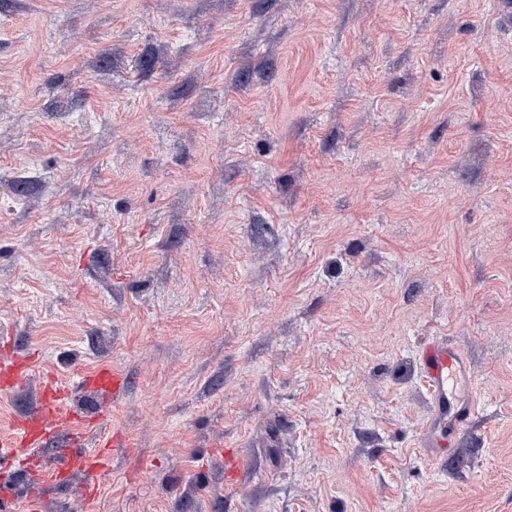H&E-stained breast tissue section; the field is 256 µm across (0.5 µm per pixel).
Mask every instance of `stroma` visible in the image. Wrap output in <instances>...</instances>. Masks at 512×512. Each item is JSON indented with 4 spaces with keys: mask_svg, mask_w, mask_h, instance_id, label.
<instances>
[{
    "mask_svg": "<svg viewBox=\"0 0 512 512\" xmlns=\"http://www.w3.org/2000/svg\"><path fill=\"white\" fill-rule=\"evenodd\" d=\"M0 333L129 379L42 512H512V0H0ZM418 365L433 412L420 447L434 461L446 463L455 457L461 435L475 413L473 399L461 401L458 397L467 365L460 352L442 339L422 345Z\"/></svg>",
    "mask_w": 512,
    "mask_h": 512,
    "instance_id": "1",
    "label": "stroma"
}]
</instances>
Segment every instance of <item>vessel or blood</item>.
Masks as SVG:
<instances>
[{
  "label": "vessel or blood",
  "instance_id": "b4317fda",
  "mask_svg": "<svg viewBox=\"0 0 512 512\" xmlns=\"http://www.w3.org/2000/svg\"><path fill=\"white\" fill-rule=\"evenodd\" d=\"M35 360V355L17 353L0 336V394L10 395L23 388ZM418 365L432 406V418L420 445L434 461L445 463L455 457L461 435L475 413L474 401L458 397L467 365L460 352L442 339L422 345ZM127 388L126 375L108 366L79 376L68 387L59 385L53 373H44L36 408L15 420L11 436L0 437V512H14L12 485L19 467L30 475V512H38L46 486L69 485L76 475L81 478L82 497L95 498L126 438L118 432H104L105 414L90 416L73 409L72 403L79 394L91 393L103 404H113L125 396ZM43 450L51 451L57 461L47 473L36 462L37 452Z\"/></svg>",
  "mask_w": 512,
  "mask_h": 512
}]
</instances>
